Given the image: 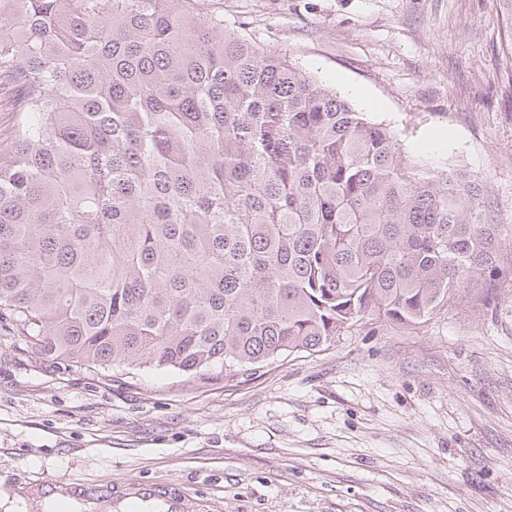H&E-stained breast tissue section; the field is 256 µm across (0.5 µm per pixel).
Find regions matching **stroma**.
Instances as JSON below:
<instances>
[{"label": "stroma", "instance_id": "stroma-1", "mask_svg": "<svg viewBox=\"0 0 512 512\" xmlns=\"http://www.w3.org/2000/svg\"><path fill=\"white\" fill-rule=\"evenodd\" d=\"M419 168L480 183L512 243L501 0H213ZM359 96H350V88ZM176 484L197 512H512V283L413 329L370 321L259 377L93 373L0 330V512L36 483Z\"/></svg>", "mask_w": 512, "mask_h": 512}]
</instances>
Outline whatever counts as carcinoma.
Instances as JSON below:
<instances>
[{"mask_svg": "<svg viewBox=\"0 0 512 512\" xmlns=\"http://www.w3.org/2000/svg\"><path fill=\"white\" fill-rule=\"evenodd\" d=\"M0 321L98 371L255 375L512 281L481 184L208 11L14 0Z\"/></svg>", "mask_w": 512, "mask_h": 512, "instance_id": "1", "label": "carcinoma"}]
</instances>
